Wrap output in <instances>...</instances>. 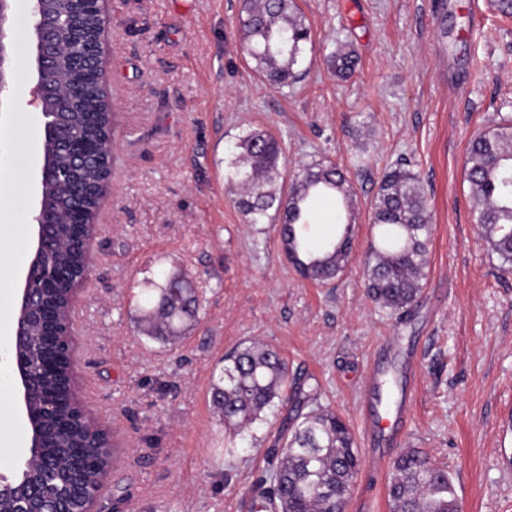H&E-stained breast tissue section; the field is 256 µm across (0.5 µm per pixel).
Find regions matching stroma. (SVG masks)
<instances>
[{"label":"stroma","mask_w":512,"mask_h":512,"mask_svg":"<svg viewBox=\"0 0 512 512\" xmlns=\"http://www.w3.org/2000/svg\"><path fill=\"white\" fill-rule=\"evenodd\" d=\"M311 64L275 88L239 39L240 0H112L106 79L115 104L112 193L98 216L95 262L75 313L79 396L117 446L106 512H250L285 417L328 408L349 424L361 467L346 512H390L388 468L418 448L453 477L462 512H512V274L480 238L464 162L473 134L512 116V18L493 0H296ZM13 99L0 112V225L17 240L0 264V320H15L33 253L44 122L29 106L31 0H13ZM358 59L339 79L340 44ZM260 128L288 170L335 162L354 191L351 259L332 285L302 279L274 224H249L227 191L235 143ZM410 162L433 224L425 285L409 316L372 303L363 259L379 231L370 206L384 172ZM190 280L198 316L180 340L137 328L160 273ZM396 340L387 350L388 340ZM257 340L302 386L299 405L255 427L234 457L211 398L229 350ZM416 389L400 446L365 433L367 406L387 414L407 352ZM383 365L389 382L368 388ZM0 473L24 449L20 383L5 378ZM384 468L370 470L373 450Z\"/></svg>","instance_id":"obj_1"}]
</instances>
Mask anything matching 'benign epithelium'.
<instances>
[{"label": "benign epithelium", "instance_id": "benign-epithelium-1", "mask_svg": "<svg viewBox=\"0 0 512 512\" xmlns=\"http://www.w3.org/2000/svg\"><path fill=\"white\" fill-rule=\"evenodd\" d=\"M12 0H0V107L11 100L13 87L11 26ZM109 0H64L58 9L52 0H32L31 31L34 43V78L28 105L44 119L41 194L32 220L37 240L26 270L11 347V364L22 385L25 417L30 430L29 456L40 460V470L52 479L9 480L0 475V491L13 495L19 512H103L102 491L110 467L99 471L93 486L75 479L89 460L78 448L61 444L75 425L104 436L101 451L112 454L109 432L81 404L76 394L74 357L78 344L72 313L81 286L93 268L98 235L97 216L112 185L114 108L106 83L105 46L112 36ZM101 125L104 135L91 137L83 126ZM102 170L100 180L72 183L66 216L47 204V190L60 184L64 170ZM83 256L75 271L56 264L52 254L61 242ZM60 295L66 309L48 302ZM55 439L70 465L63 469L53 456L38 449Z\"/></svg>", "mask_w": 512, "mask_h": 512}]
</instances>
